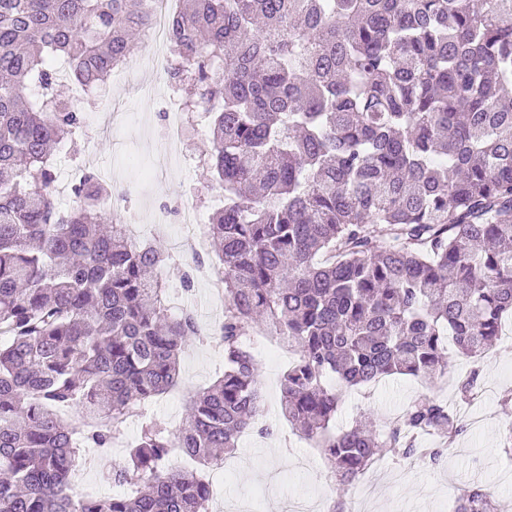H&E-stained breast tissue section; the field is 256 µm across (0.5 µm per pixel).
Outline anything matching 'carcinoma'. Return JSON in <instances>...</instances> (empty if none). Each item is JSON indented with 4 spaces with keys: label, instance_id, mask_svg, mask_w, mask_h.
Listing matches in <instances>:
<instances>
[{
    "label": "carcinoma",
    "instance_id": "cac0c4a2",
    "mask_svg": "<svg viewBox=\"0 0 512 512\" xmlns=\"http://www.w3.org/2000/svg\"><path fill=\"white\" fill-rule=\"evenodd\" d=\"M148 18L147 0H0V512H206L217 452L267 433L244 341L261 326L295 352L281 414L340 485L381 448L436 462L419 437L464 425L433 397L385 434L330 424L343 392L432 380L448 340L479 357L512 315V0H186L169 77L194 87L185 106L209 119L204 164L224 191L207 224L224 374L112 467L135 494L73 492L81 449L110 447L204 340L193 309H170L166 249L102 220L98 176L56 206L53 148L81 117L54 94L53 62L98 88ZM478 377L459 379L461 400ZM173 451L202 469L165 468ZM455 512H488L480 484Z\"/></svg>",
    "mask_w": 512,
    "mask_h": 512
}]
</instances>
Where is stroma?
<instances>
[{
  "label": "stroma",
  "instance_id": "35a3bbf8",
  "mask_svg": "<svg viewBox=\"0 0 512 512\" xmlns=\"http://www.w3.org/2000/svg\"><path fill=\"white\" fill-rule=\"evenodd\" d=\"M129 77L113 81L86 95L77 108L88 136L79 140V155L60 150L57 157V202L60 209L72 205L74 167L92 171L102 180L125 185L126 200H107L101 212L116 215L122 209L141 210L139 231L143 240L171 246L172 227L150 223L152 208L178 210L190 205L209 215L219 188L200 164L168 160L164 149L163 120L152 97L142 94L139 60L128 65ZM266 400L263 424L267 434L241 436L231 455L234 468L226 474L209 472L214 492L225 500L249 503L252 512H289L292 501L309 503L314 512H327L334 500L355 502L366 497L367 512H452L465 485L479 481L496 512H512V456L503 448L504 429L512 425V344H497L478 365L479 396L470 403L480 417L479 430L465 428L438 464L416 462L404 470L401 461L384 455L371 474L372 491L363 485L344 491L310 441L299 437L279 413L280 381L289 360L275 345L252 347ZM224 372L219 348L190 343L182 356V384L173 392L147 402L149 417L177 429L194 390L215 381ZM430 396L459 407L455 386L449 378L421 382L407 376H392L378 384L346 394L336 413L335 430L368 421L384 429L416 398Z\"/></svg>",
  "mask_w": 512,
  "mask_h": 512
}]
</instances>
